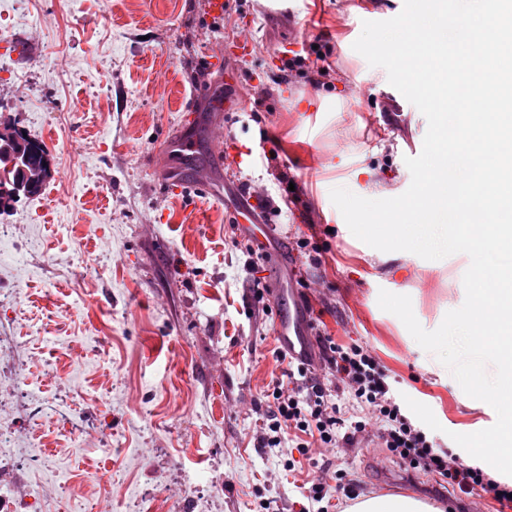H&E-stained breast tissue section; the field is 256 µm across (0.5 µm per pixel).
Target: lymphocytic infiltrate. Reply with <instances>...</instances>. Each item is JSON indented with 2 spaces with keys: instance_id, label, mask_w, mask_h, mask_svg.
<instances>
[{
  "instance_id": "lymphocytic-infiltrate-1",
  "label": "lymphocytic infiltrate",
  "mask_w": 512,
  "mask_h": 512,
  "mask_svg": "<svg viewBox=\"0 0 512 512\" xmlns=\"http://www.w3.org/2000/svg\"><path fill=\"white\" fill-rule=\"evenodd\" d=\"M316 344L320 357L316 364L277 351V360L295 368L299 381L290 389L283 382L274 383L271 422L259 438L262 447H279L282 435L288 432L304 456L315 449L329 452L375 441L412 471L437 475L463 493L490 492L502 503L512 498L511 489L502 487L466 459L434 448L412 426L393 400L387 376L369 346L339 345L332 337L322 335ZM344 397L359 407L346 418L341 417L337 404Z\"/></svg>"
}]
</instances>
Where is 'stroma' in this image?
<instances>
[{
  "label": "stroma",
  "instance_id": "stroma-1",
  "mask_svg": "<svg viewBox=\"0 0 512 512\" xmlns=\"http://www.w3.org/2000/svg\"><path fill=\"white\" fill-rule=\"evenodd\" d=\"M0 0V121L41 140L51 173L40 195L0 215V423L23 473L14 499L52 512H302L309 470L291 439L263 448L255 403L282 377L279 320L309 319L336 342L372 347L394 398L428 405L434 447L492 426L447 371L430 370L380 290L410 296L424 329L465 300L470 258L406 273L357 239L333 205L407 190L404 162L427 121L352 48L363 21L404 0ZM254 21L248 55L199 73L201 60ZM327 66L311 87L303 71ZM232 95H225V86ZM359 91L349 112L307 120L292 102ZM268 141H261V134ZM222 154H215L216 141ZM382 191L321 169L349 143ZM253 154L256 164L236 166ZM296 197L280 231L241 217L248 182ZM239 225L268 255L251 273L231 244ZM267 292L253 297L255 282ZM333 467L357 498L406 495L441 512L470 496L407 471L386 449H339Z\"/></svg>",
  "mask_w": 512,
  "mask_h": 512
}]
</instances>
